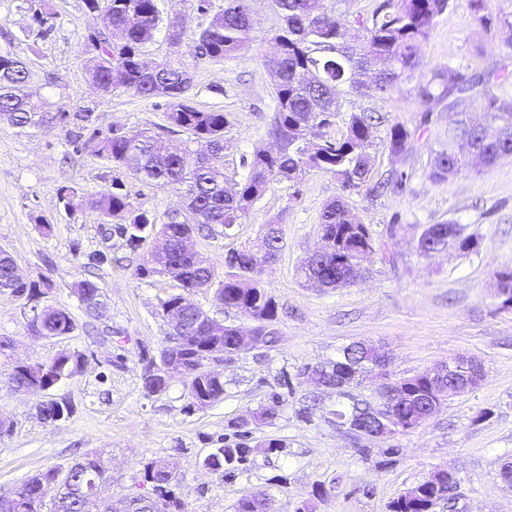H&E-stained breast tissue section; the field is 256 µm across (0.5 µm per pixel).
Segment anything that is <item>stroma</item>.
<instances>
[{
    "label": "stroma",
    "mask_w": 512,
    "mask_h": 512,
    "mask_svg": "<svg viewBox=\"0 0 512 512\" xmlns=\"http://www.w3.org/2000/svg\"><path fill=\"white\" fill-rule=\"evenodd\" d=\"M383 0H323L325 11L352 40L371 24ZM53 28L36 36L29 0H0V50L26 61L33 72L30 91L51 108L88 112L83 138L127 132L170 135L163 107L133 93H99L84 66L85 38L103 28L104 16L85 0H49ZM165 15L180 16L185 34L171 47L159 29L143 49L146 63L171 58L192 74V102L224 112V175L243 181L247 159L275 150L270 133L277 108L275 78L267 57L279 25L274 0H250L255 30L250 42L215 62L201 57L197 30L209 15L197 0H161ZM494 29L475 19L472 0H449L420 47L421 66L390 95L365 93L371 72L358 88L344 87L332 127L342 135L353 112H372L381 122L369 146L371 187L348 197L358 219L385 253H371L362 279L338 288H319L299 276L303 261L322 245L320 214L340 192L322 170L298 183L272 182L232 236L196 233L195 249L205 265L223 277L229 251L253 245L262 228L278 224L284 245L261 279L277 305L274 345L234 354L215 364L224 380L223 398L205 408L192 406L186 378L174 377L159 395L142 388L143 361L158 357L172 327L161 304L179 293L167 276H140L152 240L131 247L113 225L90 208L65 210L60 186L76 188L90 200L106 191L110 172L90 150H74L64 130L44 127L20 132L0 120V249L9 252L24 280L36 283L34 299L0 293V337L13 341L0 355V494L48 469L66 472L86 456L106 466L103 495L112 512L147 495L143 468L167 461L176 476L174 493L187 512H236L241 499H264L267 512H390V505L438 468L458 480L455 512H512V488L500 471L512 461V305L499 290L500 273L512 270V156L492 168L472 165L446 181L431 176L432 152L448 138V122L464 112L479 122L478 101L455 108L422 101L417 85L448 67L466 74L491 73L489 88L512 98V44L503 23L512 24V0H489ZM403 122L411 138L403 154L388 148L391 126ZM133 208L157 224L178 208L171 191L125 178ZM453 220L475 240L472 250L421 255L418 240L431 224ZM398 225L390 234V225ZM95 278L106 296L98 315H87L72 291L76 281ZM66 310L73 330L58 338L30 331L33 307ZM364 341L384 350L389 374L410 376L463 356L482 364L485 378L474 390L453 398L423 426L384 440L356 436L331 421L340 397L319 385L317 367L335 361L339 349ZM80 354L77 372L53 388L19 393L6 374L19 363L51 361L59 352ZM274 418L258 414L272 397ZM317 406H310V398ZM48 399L73 407L67 418L47 422L38 405ZM279 448L268 451L269 441ZM242 444L241 464L213 471L204 458L224 445Z\"/></svg>",
    "instance_id": "stroma-1"
}]
</instances>
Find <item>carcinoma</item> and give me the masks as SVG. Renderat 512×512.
I'll return each mask as SVG.
<instances>
[{
    "mask_svg": "<svg viewBox=\"0 0 512 512\" xmlns=\"http://www.w3.org/2000/svg\"><path fill=\"white\" fill-rule=\"evenodd\" d=\"M91 11L103 13L112 28L87 37L86 66L98 91L112 94L132 90L145 100H165V114L171 129H181L193 140L205 141L211 151L186 161L191 153L189 141L160 147L148 132L127 134L113 129L93 140L91 153L109 164L111 188L90 202L104 224H116L132 247H137L152 232L155 218L147 211L131 207L125 183L119 177L127 172L141 181L176 194L184 204L174 210L168 222L157 231L156 246L138 268V275L162 273L177 281L185 292L215 287V299L226 309L240 311L258 322L261 345L276 342L273 328L277 306L261 284L259 275L275 259L282 242V229L265 225L258 243L234 251L227 260L224 279L216 280L210 268L194 265L193 235L188 230L207 228L224 234L225 226L239 224L252 205L262 197L273 181H297L312 169L326 171L339 182L342 194L323 208L319 224L326 250L306 261L301 273L307 280L321 281L327 288L351 285L360 276L361 261L374 251V241L366 225L352 213L346 194L367 185L370 168L366 148L375 129V117L368 112H353L342 138L329 136L339 112V91L350 82L352 72L375 68L372 91L387 93L420 65L419 48L449 5V0H385L380 15L373 19L357 41L343 40L336 17L325 13L322 0H275L280 25L273 37L275 51L270 63L278 75L275 93L278 101L271 133L279 142L275 152L259 151L250 163L249 174L230 192L224 185V113L201 110L190 102L192 78L181 63L165 61L146 70L142 48L161 23H167L169 41L177 45L184 34V24L174 16L163 19L158 0H85ZM255 29L249 0H230L224 10L213 15L197 34L202 55L221 60L235 53L252 39ZM32 79L27 64L6 51L0 52V118L25 130L45 125L67 126L90 121L87 113L52 111L43 102L31 99L26 88ZM419 97L429 102H448L453 106L463 96L483 99L485 121L475 124L463 112L448 125V140L440 143L432 162L431 177L443 182L465 169L473 156L482 157L483 166L491 167L512 155V99L499 98L486 88V82L468 76L456 68L432 74L418 87ZM411 132L402 123L390 128L388 146L397 155L406 151ZM474 238L454 221L429 225L419 249L424 254L450 247L461 252L473 249ZM74 291L88 315L104 303V295L91 279L79 281ZM0 293L33 299L37 287L20 280L14 273V261L0 250ZM181 331L172 334V347L194 357L183 376L189 382L193 404L207 407L224 395V381L206 373L210 345L222 350L233 345L234 327L208 320L200 307H182ZM31 327L38 336H65L74 327L70 314L59 308L34 311ZM371 359L385 366V355L373 347L353 343L344 347L336 362L322 370L327 383L346 396L348 402L337 405L339 415L351 423V432L361 434L376 426L369 415L370 405L356 399L349 386L356 382L358 365ZM79 364L75 354H64L47 368L33 371L17 365L7 374V382L21 393L54 386L71 376ZM431 371L402 378L401 399L393 405L403 427L414 429L426 421L430 406ZM47 418L68 415L71 407L50 399L41 403ZM244 449L230 445L215 448L205 458L204 466L214 471L230 469L241 463ZM144 481L151 484L156 498L165 501L169 512H185V505L169 490L171 479L162 462L144 467ZM105 468L101 460L86 458L76 462L63 475L53 469L39 473L7 494L0 495V512H42L44 498L53 493L54 512H83L86 496L101 491ZM455 500L452 484L426 480L391 504V512H430L437 501Z\"/></svg>",
    "mask_w": 512,
    "mask_h": 512,
    "instance_id": "carcinoma-1",
    "label": "carcinoma"
}]
</instances>
